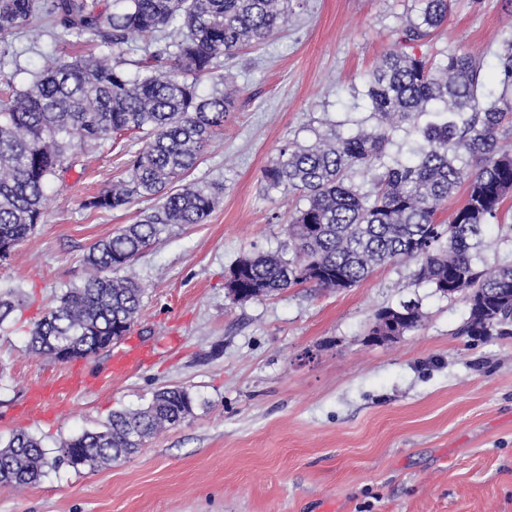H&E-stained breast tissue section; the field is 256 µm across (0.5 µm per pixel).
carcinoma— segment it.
<instances>
[{"instance_id":"carcinoma-1","label":"carcinoma","mask_w":512,"mask_h":512,"mask_svg":"<svg viewBox=\"0 0 512 512\" xmlns=\"http://www.w3.org/2000/svg\"><path fill=\"white\" fill-rule=\"evenodd\" d=\"M303 7L304 0H112L105 9L101 0H0V68L19 32L90 34L103 47L99 54L52 53L36 71L16 66L29 75L20 89L15 75L0 73V266L41 223L49 185L77 165V143L144 134L128 176L84 207L153 202L135 223L89 248L84 284L54 298L33 323L30 353L58 362L89 358L129 332L144 294L132 271L136 256L173 225L205 223L220 191L198 183L171 188L195 168L234 109L239 88L218 72L219 58L266 44ZM449 9L450 0H421L418 16L365 75L373 129L288 146L263 169L267 190L296 195L302 206L287 219L293 259L247 255L229 269L251 289L245 300L301 284L351 288L377 267L414 261L417 280L436 292L479 299L468 335L488 336L497 327L512 335V265L474 263L486 227L499 223L512 196V149L502 145L512 137V37L495 53L498 90L482 99L483 65L465 49L448 52L437 66L406 51L430 37ZM135 38L145 55L130 62L124 46ZM204 77L213 82L207 95L198 87ZM405 123L420 140L415 159H389L386 146ZM358 172L373 173L371 190L353 183ZM444 205L452 207L446 229L437 221ZM19 306L13 288H0V328ZM396 311L402 332L420 326L419 302ZM193 406L185 389L162 388L147 407L117 410L101 430L65 441L69 459L50 458L35 437L15 433L0 448V484L25 488L62 464L104 468L185 421Z\"/></svg>"}]
</instances>
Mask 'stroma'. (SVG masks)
Listing matches in <instances>:
<instances>
[{"mask_svg": "<svg viewBox=\"0 0 512 512\" xmlns=\"http://www.w3.org/2000/svg\"><path fill=\"white\" fill-rule=\"evenodd\" d=\"M419 8L305 0L285 31L224 62L241 94L189 176L224 190L205 223L170 227L138 257L145 294L126 338L152 357L123 374L110 373L108 352L59 363L28 351L53 297L82 285L90 246L148 207L83 206L125 175L142 140L80 150L76 169L48 190L42 223L0 267V283L23 294L0 327V447L24 431L56 455L164 387L187 389L194 413L105 468L64 465L21 490L0 486V512H512V336L467 335L462 298L417 281L411 262L335 291L303 284L237 302L225 288L243 255L293 258L285 225L297 198L267 191L263 169L288 144L371 127L363 77ZM511 36L512 0H452L425 50L443 63L468 49L493 90V52ZM13 43L25 68L19 86L39 51L74 56L95 45L88 34ZM507 224L512 198L487 226L479 264L512 263ZM408 300L420 302L421 325L369 343L376 313ZM71 372L87 384L53 392L44 416L29 415L31 386Z\"/></svg>", "mask_w": 512, "mask_h": 512, "instance_id": "stroma-1", "label": "stroma"}]
</instances>
